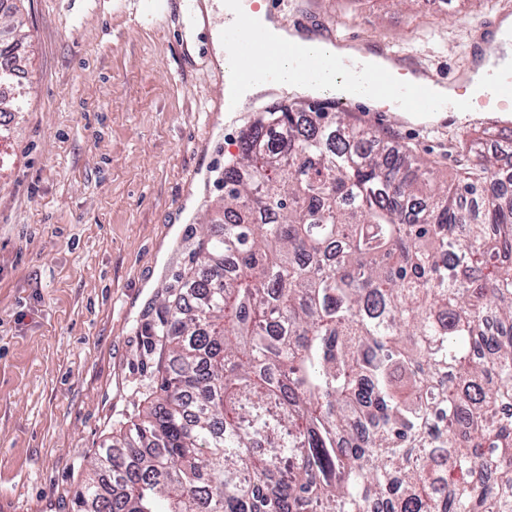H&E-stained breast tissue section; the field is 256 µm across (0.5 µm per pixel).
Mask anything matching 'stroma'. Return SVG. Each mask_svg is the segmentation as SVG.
<instances>
[{"mask_svg":"<svg viewBox=\"0 0 512 512\" xmlns=\"http://www.w3.org/2000/svg\"><path fill=\"white\" fill-rule=\"evenodd\" d=\"M223 4L162 0L147 26L133 0L19 4L26 109L0 140V512H73L98 449L146 407L164 301L192 266L242 129L266 105L259 96L224 111ZM275 12L456 80L473 43L492 46L485 23L512 17V0H276ZM347 110L442 180L466 162L460 141L490 119Z\"/></svg>","mask_w":512,"mask_h":512,"instance_id":"1","label":"stroma"}]
</instances>
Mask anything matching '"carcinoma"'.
Returning <instances> with one entry per match:
<instances>
[{
	"mask_svg": "<svg viewBox=\"0 0 512 512\" xmlns=\"http://www.w3.org/2000/svg\"><path fill=\"white\" fill-rule=\"evenodd\" d=\"M18 43L0 32V87ZM436 185L320 101L260 113L75 512H512V169Z\"/></svg>",
	"mask_w": 512,
	"mask_h": 512,
	"instance_id": "obj_1",
	"label": "carcinoma"
}]
</instances>
